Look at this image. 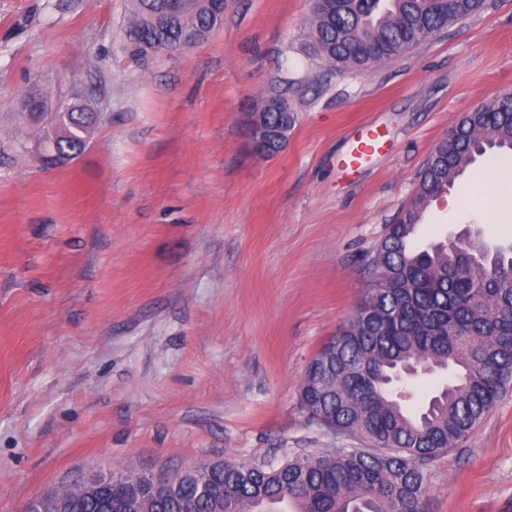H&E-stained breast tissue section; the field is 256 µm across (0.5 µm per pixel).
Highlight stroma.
Here are the masks:
<instances>
[{"instance_id":"35a3bbf8","label":"stroma","mask_w":512,"mask_h":512,"mask_svg":"<svg viewBox=\"0 0 512 512\" xmlns=\"http://www.w3.org/2000/svg\"><path fill=\"white\" fill-rule=\"evenodd\" d=\"M313 0H228L191 52L124 48L129 0H0V512L90 470L278 462L356 448L300 405L306 369L374 282L373 248L419 172L480 102L512 93V0L405 56L330 71ZM296 113L256 153L248 120L280 53ZM47 111L79 96L88 146L50 167ZM387 148L344 170L352 130ZM481 158L418 229L512 242ZM425 512H512V390L424 470Z\"/></svg>"}]
</instances>
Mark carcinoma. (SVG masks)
<instances>
[{
    "label": "carcinoma",
    "mask_w": 512,
    "mask_h": 512,
    "mask_svg": "<svg viewBox=\"0 0 512 512\" xmlns=\"http://www.w3.org/2000/svg\"><path fill=\"white\" fill-rule=\"evenodd\" d=\"M165 0H131L126 49L146 62L169 37L154 25ZM490 7L487 0H320L311 44L333 69H367L413 51L448 26ZM198 41L216 29L206 8L182 15ZM288 55L277 59L265 99L288 100ZM62 153L84 150L94 120L88 112L54 119ZM268 127L288 137L295 115L271 107ZM512 150V102L477 104L456 123L424 164L416 193L370 258L375 285L338 334L310 362L300 400L310 417L334 422L336 431L375 448H330L279 463L216 462L217 490L201 493L167 468L169 489L147 497L140 512H425L424 468L474 433L483 417L512 388V245L468 261L472 244L440 240L418 250L412 237L431 198L454 184L476 159ZM414 377L447 374L428 402L407 405L401 385ZM132 487L108 484L78 512H105V501Z\"/></svg>",
    "instance_id": "cac0c4a2"
}]
</instances>
